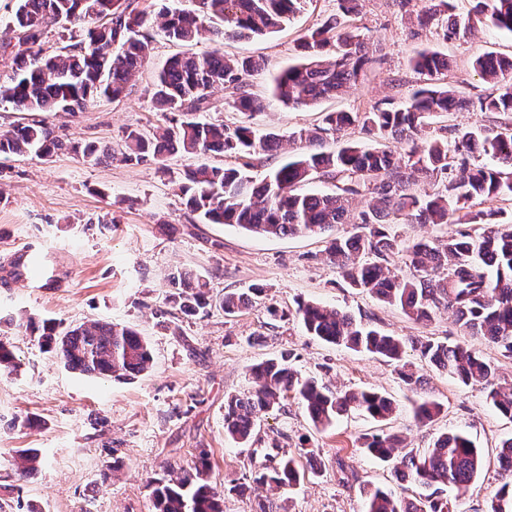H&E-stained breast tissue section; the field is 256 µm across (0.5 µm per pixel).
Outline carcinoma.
Listing matches in <instances>:
<instances>
[{
  "label": "carcinoma",
  "mask_w": 512,
  "mask_h": 512,
  "mask_svg": "<svg viewBox=\"0 0 512 512\" xmlns=\"http://www.w3.org/2000/svg\"><path fill=\"white\" fill-rule=\"evenodd\" d=\"M309 0H192L193 8H162L152 15L131 0H16L7 27L13 76L0 82V100L20 112H38L46 118L0 131V169L3 161L29 153L44 159L72 152L90 164L112 157V149L94 142L74 144L55 134L49 118L74 116L97 98L116 101L129 94L130 81L150 51L154 19L169 40L190 46L201 39L214 49L198 54L184 51L171 57L158 73L152 100L166 116L153 130L128 127L123 133L125 163L147 159L162 162L175 153L223 152L244 160L240 166L206 163L186 171L179 185L184 204L210 224L236 225L264 236L327 235L326 259L352 288L400 308L416 323L430 322L441 309L451 311L466 334L480 335L512 358V217L504 210L481 209L477 201H512V128L494 135L453 128L451 136L426 138L404 156L392 145L413 141L424 134L429 120L464 104L460 93L445 82L450 59L424 49L412 59L427 82L409 100L395 108L377 104L362 112H328L323 126L301 130L288 142L306 144L271 170L262 180L248 175V159L261 152L283 149V136L261 134L251 125L228 126L206 119L212 110L214 88L228 93V106L243 114L261 111L265 101L252 92L250 77L263 69L253 58L224 55L226 40L250 39L275 32ZM336 14L307 30L298 42L301 62L272 80V95L288 107L308 108L343 94L360 79L371 62L369 48L348 17L357 0H336ZM476 13L491 26L512 33V0H476ZM417 24L433 28L445 41L460 34L462 21L451 12L449 0H426ZM65 21L84 27L83 38L68 51L46 56L41 47L45 25ZM335 45L327 58L324 49ZM484 80L498 86L496 95L479 101L484 112L512 113V56L485 53L472 63ZM359 126L377 142L368 146L351 141L334 153L316 152L314 143L328 132ZM492 157L498 165L471 166L474 153ZM323 178L329 192L304 190L311 180ZM427 183L432 191L415 187ZM363 204L359 222L344 236L331 231L350 223L353 201ZM390 224H473L480 232H461L445 239L407 243L392 234ZM404 254L415 271L401 278L390 260ZM169 280L168 315L177 321L208 312L213 305L209 283L203 276L174 269ZM264 293L258 286L246 293L222 297L218 305L231 316L251 306ZM305 330L326 343L366 352L400 365L401 380L409 387L423 376L403 362L406 342L356 322L350 315L310 302L295 310ZM69 368L114 380H131L152 363L148 342L136 330L113 322L92 321L62 327L54 319L20 324ZM431 367L467 385L490 381L495 368L482 355L460 343L428 336L412 340ZM248 390L224 400V430L234 442L246 445L260 418L282 408L293 396L304 406L314 426L325 427L350 411L384 421L395 411L391 399L376 390H333L316 379L303 377L288 365V357L269 359L250 368ZM492 406L512 418V384L492 387ZM439 403L424 401L414 409L422 422L437 418ZM361 447L372 457L389 461L401 456L404 477L426 490L419 497H402L392 490L364 484L362 512H453L448 491L464 495L483 465L481 450L460 432H444L432 448L400 453L402 440L390 433L363 437ZM502 482L487 512H512V437L498 451ZM210 462L202 452L193 466L152 481L154 512H223L222 494L242 495L253 484L289 491L300 483L294 455L284 451L272 467L252 472L219 492L208 480Z\"/></svg>",
  "instance_id": "1"
}]
</instances>
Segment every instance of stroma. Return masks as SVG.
I'll use <instances>...</instances> for the list:
<instances>
[{"mask_svg": "<svg viewBox=\"0 0 512 512\" xmlns=\"http://www.w3.org/2000/svg\"><path fill=\"white\" fill-rule=\"evenodd\" d=\"M421 6L422 0H412L406 10L397 0H361L353 23L368 39L373 63L343 97L311 109L272 99L271 79L299 63L297 38L335 13L336 0H309L283 30L225 42L224 53L267 63L250 79L253 92L266 100L251 126L286 136L321 125L327 111L357 112L386 100L401 104L421 81L411 58L431 48L452 60L447 81L467 104L434 117L427 135H440L447 126L499 131L508 117L480 111V100L496 87L475 73L472 62L490 51L512 54V34L472 18L469 30L445 42L432 30H414L409 13ZM151 34L149 59L133 77L130 94L53 117L58 135L117 150L126 127L164 124L149 90L156 72L181 47L160 28ZM202 162L225 165L229 159L207 152L161 163L96 165L65 153L6 162L0 173V342L13 351L19 368L0 370V512H20L24 505L36 512H151L150 481L189 467L199 450L208 451L209 480L220 489L265 464L277 444L294 454L315 449L322 466L284 494L287 512H361L360 484L412 491L398 478L395 462L377 461L361 448L363 435L379 431L401 435L414 451L430 448L440 433H467L483 451V466L454 512H486L499 486L497 447L512 437V420L486 401L487 384H461L421 364L409 349L405 360L419 365L426 378L421 389H410L394 364L307 335L295 309L298 301H315L407 342L429 336L466 344L496 367L500 383L512 382V359L486 338L464 334L448 312L422 326L400 308L349 287L327 261L322 238L266 237L203 223L185 209L178 190L180 174ZM29 242L45 250L49 267L63 276L62 287H11V263L18 247ZM178 267L206 278L217 298L254 285L266 295L234 316L215 308L172 330L165 323V298L169 275ZM272 306L281 318L269 315ZM28 317L71 326L91 320L130 326L149 341L152 366L130 381L80 374L16 327L17 319ZM284 352L301 374L332 389L384 393L395 413L383 422L353 413L317 428L290 397L281 410L263 417L248 445L225 437V395L249 388L254 362ZM421 400L441 404L435 421L415 419L413 405ZM29 417L38 419V427H24ZM25 449L38 451L42 462L22 478L17 469Z\"/></svg>", "mask_w": 512, "mask_h": 512, "instance_id": "1", "label": "stroma"}]
</instances>
